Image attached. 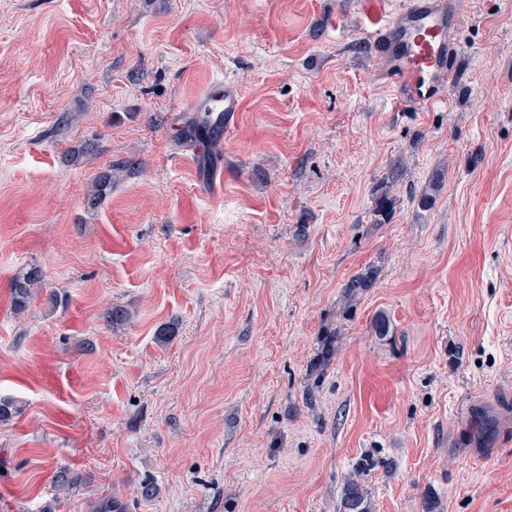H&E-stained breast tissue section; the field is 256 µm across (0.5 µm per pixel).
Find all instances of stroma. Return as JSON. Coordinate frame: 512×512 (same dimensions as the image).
Segmentation results:
<instances>
[{
	"label": "stroma",
	"mask_w": 512,
	"mask_h": 512,
	"mask_svg": "<svg viewBox=\"0 0 512 512\" xmlns=\"http://www.w3.org/2000/svg\"><path fill=\"white\" fill-rule=\"evenodd\" d=\"M399 2L0 0V512H337L369 457L373 512H512V0H453L433 112L393 111L369 42ZM219 78L244 110L200 145ZM66 465L85 481L62 492ZM402 170L401 163L395 165L389 176L385 177L376 185L372 209L373 223H389L396 203L392 188L393 184L402 176ZM378 278V269L368 266L363 271L353 275L344 285V297L346 298L345 306L342 310V317L348 316L352 310L356 298L373 288ZM40 275L35 269L15 276L11 281V290L15 311H24L34 295V288L39 283ZM340 329L338 327H327L320 337V345L314 365L311 369V375L318 373L317 377L322 374L323 369L330 363L332 358L336 355L338 344L340 342Z\"/></svg>",
	"instance_id": "stroma-1"
}]
</instances>
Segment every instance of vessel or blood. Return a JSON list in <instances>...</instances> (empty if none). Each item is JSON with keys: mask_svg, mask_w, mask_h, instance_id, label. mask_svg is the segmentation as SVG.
I'll use <instances>...</instances> for the list:
<instances>
[{"mask_svg": "<svg viewBox=\"0 0 512 512\" xmlns=\"http://www.w3.org/2000/svg\"><path fill=\"white\" fill-rule=\"evenodd\" d=\"M458 17L450 0H406L398 17L375 32L374 43L388 63L387 78L399 112L432 111L447 105L443 89L457 54ZM206 114L199 140L231 129L243 110L233 80L207 86L200 98Z\"/></svg>", "mask_w": 512, "mask_h": 512, "instance_id": "b4317fda", "label": "vessel or blood"}]
</instances>
